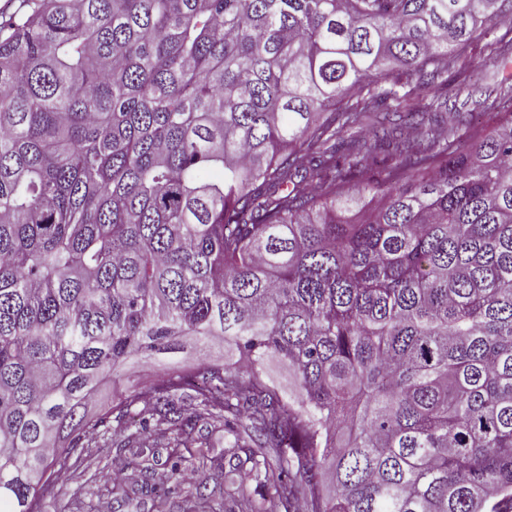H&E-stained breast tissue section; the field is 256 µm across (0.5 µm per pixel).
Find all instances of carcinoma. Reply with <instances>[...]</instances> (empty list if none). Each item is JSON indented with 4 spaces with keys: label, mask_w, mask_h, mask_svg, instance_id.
<instances>
[{
    "label": "carcinoma",
    "mask_w": 512,
    "mask_h": 512,
    "mask_svg": "<svg viewBox=\"0 0 512 512\" xmlns=\"http://www.w3.org/2000/svg\"><path fill=\"white\" fill-rule=\"evenodd\" d=\"M512 0L0 11V512L97 436L166 512H512ZM224 362L86 408L126 363ZM293 371L279 389L269 358ZM172 448L153 477L148 439ZM259 501L236 495L237 478ZM497 62L488 57L477 58L475 72L465 82H452L448 87V115L454 112H478L479 101L484 98L486 86L474 84L479 74L489 73L496 69ZM483 87V88H481ZM482 93V96H481Z\"/></svg>",
    "instance_id": "1"
}]
</instances>
